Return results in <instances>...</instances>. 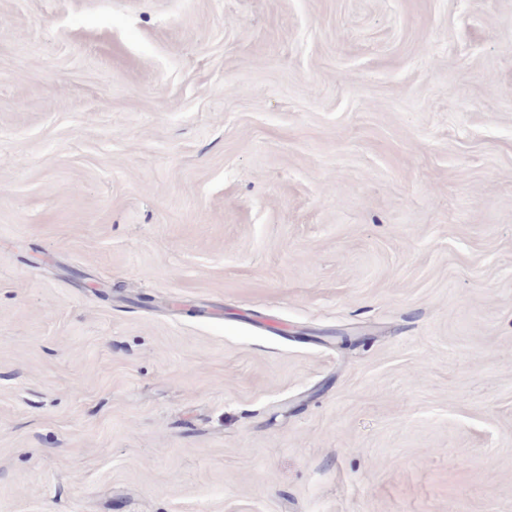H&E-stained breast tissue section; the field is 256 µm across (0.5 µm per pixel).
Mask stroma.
Here are the masks:
<instances>
[{"label":"stroma","instance_id":"1","mask_svg":"<svg viewBox=\"0 0 512 512\" xmlns=\"http://www.w3.org/2000/svg\"><path fill=\"white\" fill-rule=\"evenodd\" d=\"M0 512H512V0H0Z\"/></svg>","mask_w":512,"mask_h":512}]
</instances>
